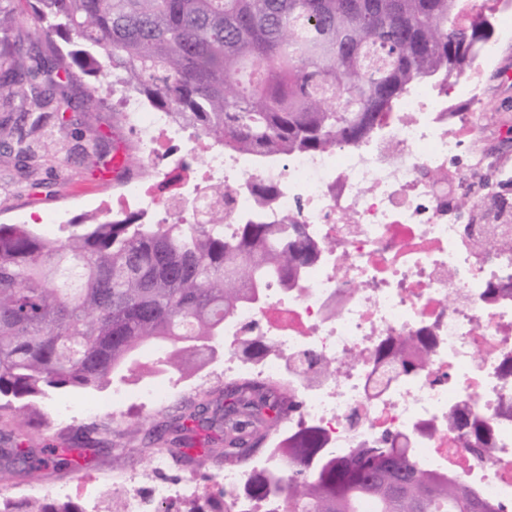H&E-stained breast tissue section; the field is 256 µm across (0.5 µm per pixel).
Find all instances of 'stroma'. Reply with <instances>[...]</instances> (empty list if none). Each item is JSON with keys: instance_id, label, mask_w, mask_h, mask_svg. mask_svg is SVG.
Segmentation results:
<instances>
[{"instance_id": "obj_1", "label": "stroma", "mask_w": 512, "mask_h": 512, "mask_svg": "<svg viewBox=\"0 0 512 512\" xmlns=\"http://www.w3.org/2000/svg\"><path fill=\"white\" fill-rule=\"evenodd\" d=\"M512 70V46L504 47L499 69L487 68L483 79L489 87V100L484 107L475 109V117L491 115L495 127L480 126L477 143L485 152L512 166V79L506 78L505 70ZM85 82L69 87V94L81 103L79 112L74 113L71 124H59L55 118H48L41 131L32 133L35 154L24 170H17L15 160L7 147L15 137L12 121L9 119V94L0 91V224L15 221L16 211H24L26 221L39 224L52 211L69 209L72 221L85 223L94 215V203L105 198L113 187L122 182L129 168L139 166L136 136L124 122L118 109V97L114 94L98 93L87 96ZM123 158L124 166L114 169V158ZM42 182V189L26 190V183ZM111 389L105 388L92 393L86 391L57 390L51 392L38 411L30 412L20 420L19 425L32 447L53 445L58 448L70 447L71 437L95 416L81 410L83 401L111 397ZM71 406L76 415L70 423H62L57 410ZM170 405L134 404L119 413L104 412V419L110 423L112 437L134 451L133 458L124 466L125 471L135 473L138 484L150 486L155 475L149 468L152 452L142 443L141 430L151 424L169 419ZM116 469L109 455L90 451L75 471H50L37 481L25 478L0 476V493L37 485L43 491V500H51L53 490L61 484L67 485L75 503H84V493L90 486L100 488L102 501H111L114 495L112 477Z\"/></svg>"}]
</instances>
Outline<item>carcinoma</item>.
<instances>
[{
	"label": "carcinoma",
	"mask_w": 512,
	"mask_h": 512,
	"mask_svg": "<svg viewBox=\"0 0 512 512\" xmlns=\"http://www.w3.org/2000/svg\"><path fill=\"white\" fill-rule=\"evenodd\" d=\"M31 11L47 52L12 39L16 0H0V89L16 88L13 152L22 169L32 158L29 132L47 112L77 111L66 87L83 76L110 77L112 87L266 164L360 145L413 85L460 75L493 35L488 21L464 19L466 0H32ZM317 250L303 225L258 220L239 224L232 239L208 224L92 218L61 224L52 237L0 224V409L210 360L224 319L271 282L295 280ZM148 343L164 348L150 364L137 359ZM425 356L422 339L395 353L407 375ZM298 408L277 384L234 380L204 411L182 406L175 424L146 435L176 466L238 463ZM448 426L475 454L489 443V431L459 410L448 412ZM170 431L180 433L177 453L162 447ZM110 434L103 421L85 429L112 462L130 460ZM71 452L26 447L7 423L0 431L8 476L76 468ZM274 455L275 468L244 488L255 507L273 499L278 512H504L455 474L420 469L390 436L338 457L320 430L305 427ZM0 512L83 510L7 501Z\"/></svg>",
	"instance_id": "obj_1"
}]
</instances>
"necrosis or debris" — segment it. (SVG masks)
Wrapping results in <instances>:
<instances>
[{
	"label": "necrosis or debris",
	"mask_w": 512,
	"mask_h": 512,
	"mask_svg": "<svg viewBox=\"0 0 512 512\" xmlns=\"http://www.w3.org/2000/svg\"><path fill=\"white\" fill-rule=\"evenodd\" d=\"M485 84L472 73L450 92L414 85L376 137L357 147L285 156L248 165L220 142L185 129L170 112L125 99L120 110L138 133L144 174L117 189L113 220L140 214L145 224H217L258 212L264 223L304 225L323 249L297 285L271 283L264 301L242 306L224 324V376L284 380L300 404L283 434L308 426L343 456L383 436L412 449L424 468L454 472L512 512V297L488 290L512 284V249L478 244L462 198L485 199L512 184V168L475 148L461 107L484 104ZM185 189L162 195L175 172ZM273 345L263 358L239 354L243 337ZM425 337L426 364L399 376L388 345ZM313 350L328 373L302 359ZM460 408L488 426L485 458L464 448L448 425ZM267 451L225 466L220 481L233 512H251L239 495L253 472L272 468ZM189 484L161 482L152 496L119 493L122 512H153V500L193 495Z\"/></svg>",
	"instance_id": "4bbe7bcc"
}]
</instances>
